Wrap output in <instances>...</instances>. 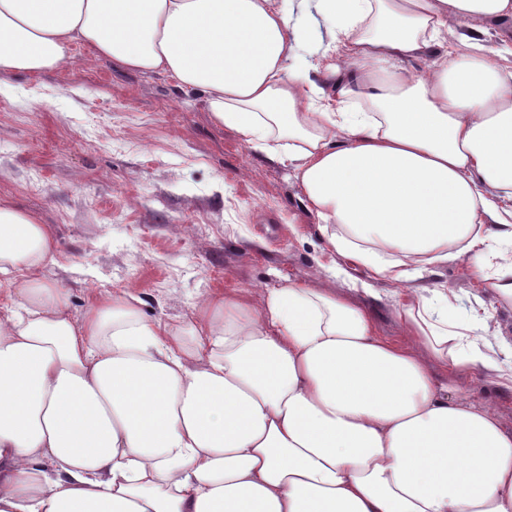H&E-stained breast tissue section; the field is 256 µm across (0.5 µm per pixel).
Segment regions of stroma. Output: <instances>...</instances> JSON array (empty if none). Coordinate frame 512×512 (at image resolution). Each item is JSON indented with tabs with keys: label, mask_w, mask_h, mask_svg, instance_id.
Returning a JSON list of instances; mask_svg holds the SVG:
<instances>
[{
	"label": "stroma",
	"mask_w": 512,
	"mask_h": 512,
	"mask_svg": "<svg viewBox=\"0 0 512 512\" xmlns=\"http://www.w3.org/2000/svg\"><path fill=\"white\" fill-rule=\"evenodd\" d=\"M0 197L51 225L54 262L40 274L66 288L74 316L97 293L132 288L145 316L189 319L207 293L303 282L348 295L372 312L380 336L405 334L393 285L349 292L288 165L215 126L199 88L112 66L79 49L75 65L0 74ZM484 309L512 343V308L475 280L467 258L422 278ZM435 379L472 388L512 431V387L478 371L432 365Z\"/></svg>",
	"instance_id": "1"
}]
</instances>
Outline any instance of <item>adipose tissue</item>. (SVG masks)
Here are the masks:
<instances>
[{"instance_id":"adipose-tissue-1","label":"adipose tissue","mask_w":512,"mask_h":512,"mask_svg":"<svg viewBox=\"0 0 512 512\" xmlns=\"http://www.w3.org/2000/svg\"><path fill=\"white\" fill-rule=\"evenodd\" d=\"M319 11L336 53L320 83L297 53L314 26L280 0H0V73L67 65L79 44L205 90L215 125L292 167L334 277L402 286L408 339L298 282L207 294L181 323L129 290L74 318L38 275L50 226L0 198V512H512V432L431 373L511 377L470 341L489 318L408 287L465 257L512 306V58L466 32L512 20V0Z\"/></svg>"}]
</instances>
